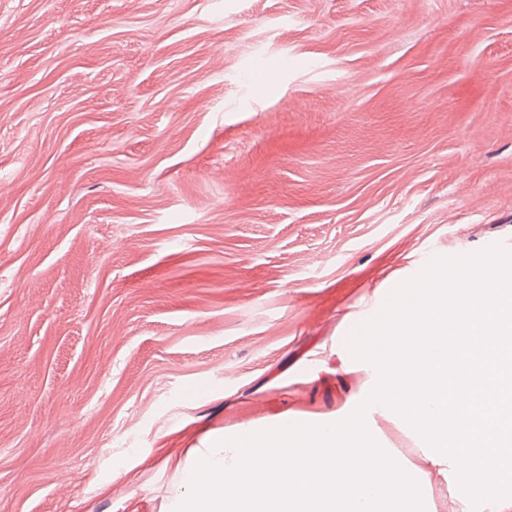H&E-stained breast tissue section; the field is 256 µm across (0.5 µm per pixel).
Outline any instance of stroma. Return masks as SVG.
Returning a JSON list of instances; mask_svg holds the SVG:
<instances>
[{
    "mask_svg": "<svg viewBox=\"0 0 512 512\" xmlns=\"http://www.w3.org/2000/svg\"><path fill=\"white\" fill-rule=\"evenodd\" d=\"M512 249V0H0V512H169L344 414L347 341Z\"/></svg>",
    "mask_w": 512,
    "mask_h": 512,
    "instance_id": "obj_1",
    "label": "stroma"
}]
</instances>
